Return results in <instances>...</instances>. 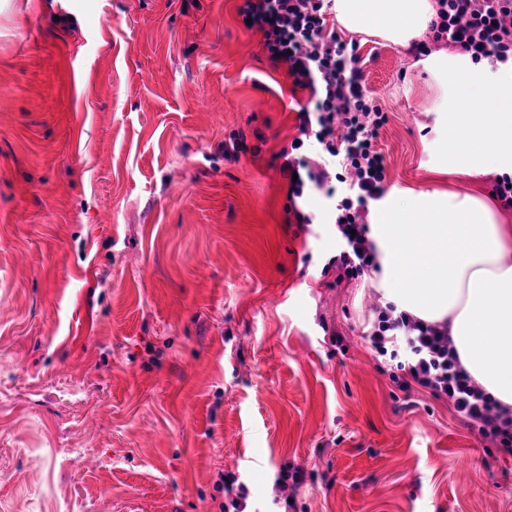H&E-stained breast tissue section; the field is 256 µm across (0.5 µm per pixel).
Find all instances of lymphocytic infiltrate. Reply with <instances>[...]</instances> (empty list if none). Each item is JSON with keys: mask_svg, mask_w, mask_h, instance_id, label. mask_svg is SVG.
<instances>
[{"mask_svg": "<svg viewBox=\"0 0 512 512\" xmlns=\"http://www.w3.org/2000/svg\"><path fill=\"white\" fill-rule=\"evenodd\" d=\"M431 44L488 61L493 69L512 68V0H438ZM334 0H242L238 14L249 31L262 36L272 65L284 66L294 89L306 92L299 105L298 138L282 150L289 198L305 188L334 196L335 183L348 195L336 206L334 224L340 250L333 263L344 277L363 276L376 266L368 239L370 202L385 194L386 167L377 147L388 116L365 92L355 42L329 26ZM431 44L416 45L428 55ZM314 156L303 155V145ZM368 336L372 350L397 359L394 382L404 393L421 389L446 401L469 428L512 455V410L499 406L463 368L447 324L426 323L388 304L375 309Z\"/></svg>", "mask_w": 512, "mask_h": 512, "instance_id": "lymphocytic-infiltrate-1", "label": "lymphocytic infiltrate"}]
</instances>
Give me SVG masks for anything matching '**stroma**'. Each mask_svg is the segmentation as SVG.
Masks as SVG:
<instances>
[{
	"mask_svg": "<svg viewBox=\"0 0 512 512\" xmlns=\"http://www.w3.org/2000/svg\"><path fill=\"white\" fill-rule=\"evenodd\" d=\"M238 4L0 0V512H223L229 472L250 512H512V456L369 348L345 192L289 199L307 94ZM353 40L386 198L491 191L451 174L415 55Z\"/></svg>",
	"mask_w": 512,
	"mask_h": 512,
	"instance_id": "35a3bbf8",
	"label": "stroma"
}]
</instances>
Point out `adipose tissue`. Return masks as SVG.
<instances>
[{
  "instance_id": "1",
  "label": "adipose tissue",
  "mask_w": 512,
  "mask_h": 512,
  "mask_svg": "<svg viewBox=\"0 0 512 512\" xmlns=\"http://www.w3.org/2000/svg\"><path fill=\"white\" fill-rule=\"evenodd\" d=\"M351 33L402 48L437 18L436 0H335ZM448 115L444 143L465 175L512 169V73L470 55L437 51L421 60ZM480 118H472V106ZM369 237L378 269L371 285L397 310L449 321L460 361L500 406L512 409V225L484 199L407 194L374 209Z\"/></svg>"
}]
</instances>
